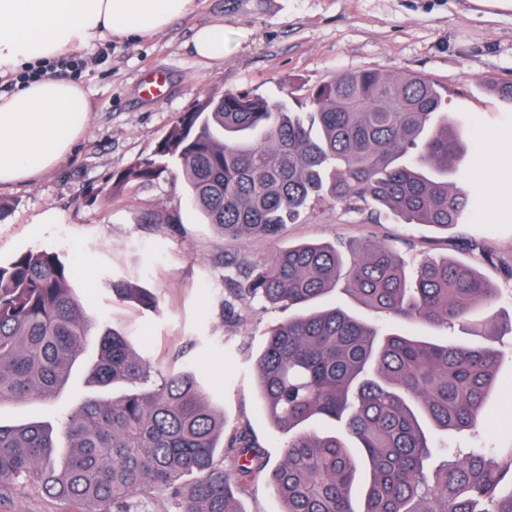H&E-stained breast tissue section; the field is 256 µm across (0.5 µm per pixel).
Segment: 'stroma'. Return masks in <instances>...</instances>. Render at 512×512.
I'll return each instance as SVG.
<instances>
[{
    "label": "stroma",
    "mask_w": 512,
    "mask_h": 512,
    "mask_svg": "<svg viewBox=\"0 0 512 512\" xmlns=\"http://www.w3.org/2000/svg\"><path fill=\"white\" fill-rule=\"evenodd\" d=\"M224 23V58L205 62L192 51L199 26ZM107 53L79 81L91 119L71 152L51 171L0 192L10 202L0 221V261L28 250L53 251L71 265V286L102 325L118 329L161 370L194 372L224 412V435L247 429L267 471L281 460L280 435L259 398L254 357L265 331L291 310L260 307L239 292V263H266L279 249L302 243L353 247L395 245L408 269L424 258L475 267L498 296L492 311L512 322V209H492L507 182H479L478 223L437 230L394 216L321 201L278 237H221L194 211L179 173L130 183L110 205L89 202L91 189L149 157L181 113L212 92L288 99L305 110L309 89L343 72L418 74L438 84L452 119L479 155L490 137L512 132V103L493 83L512 82V11L473 0H197V8L153 38L106 39ZM166 80L161 98L144 95L152 77ZM179 211L178 224H152V212ZM54 214L55 223L38 218ZM150 289L160 310L150 313L112 299V284ZM90 392L85 372L47 402L0 405V422L35 416L54 423ZM486 446L512 442V362L486 405ZM266 473L238 495L241 512H282ZM0 512H63L34 484L0 490Z\"/></svg>",
    "instance_id": "1"
}]
</instances>
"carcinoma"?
<instances>
[{
	"instance_id": "obj_1",
	"label": "carcinoma",
	"mask_w": 512,
	"mask_h": 512,
	"mask_svg": "<svg viewBox=\"0 0 512 512\" xmlns=\"http://www.w3.org/2000/svg\"><path fill=\"white\" fill-rule=\"evenodd\" d=\"M310 110L245 93L211 94L182 113L152 155L91 190L149 183L176 166L205 221L224 237L273 238L310 205L372 206L405 224L476 223V158L462 125L424 76L346 73L309 90ZM73 269L54 252L0 262V405L44 401L63 388L99 336L91 378L124 390L85 398L59 419L0 424V489L31 481L67 512H130L146 493L174 512H241L224 472V414L191 372L162 373L124 335L98 329L73 293ZM379 318L452 329L476 338L429 339L313 305L336 290ZM245 295L297 313L266 332L255 361L264 411L285 438L269 481L284 512H512V443L446 445L475 436L503 353L488 328L496 297L473 267L428 259L407 273L399 255L370 244L345 255L304 243L248 268ZM112 297L151 312L146 288L112 285ZM343 432H321L318 421ZM236 488L263 464L250 436L232 440Z\"/></svg>"
}]
</instances>
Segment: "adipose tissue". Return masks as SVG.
I'll use <instances>...</instances> for the list:
<instances>
[{
    "label": "adipose tissue",
    "instance_id": "ef3b65f1",
    "mask_svg": "<svg viewBox=\"0 0 512 512\" xmlns=\"http://www.w3.org/2000/svg\"><path fill=\"white\" fill-rule=\"evenodd\" d=\"M195 0H0V77L91 48L106 37L148 38ZM83 87L52 75L0 92V189L33 180L85 130Z\"/></svg>",
    "mask_w": 512,
    "mask_h": 512
}]
</instances>
